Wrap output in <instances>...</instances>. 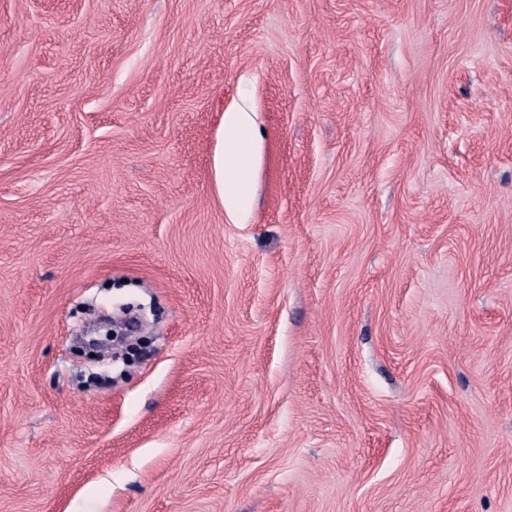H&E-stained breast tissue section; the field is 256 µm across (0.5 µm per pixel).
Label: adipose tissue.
Instances as JSON below:
<instances>
[{
	"label": "adipose tissue",
	"instance_id": "ef3b65f1",
	"mask_svg": "<svg viewBox=\"0 0 512 512\" xmlns=\"http://www.w3.org/2000/svg\"><path fill=\"white\" fill-rule=\"evenodd\" d=\"M255 123L250 112L229 109L224 113V142L215 158V169L224 207L243 213L250 207L246 185L251 173Z\"/></svg>",
	"mask_w": 512,
	"mask_h": 512
}]
</instances>
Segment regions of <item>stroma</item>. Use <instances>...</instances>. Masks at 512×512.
Returning <instances> with one entry per match:
<instances>
[{"mask_svg":"<svg viewBox=\"0 0 512 512\" xmlns=\"http://www.w3.org/2000/svg\"><path fill=\"white\" fill-rule=\"evenodd\" d=\"M0 512H512V0H0ZM255 123L251 112L228 109L224 113V143L215 158V169L224 208L231 214L246 212L250 196L246 185L251 173Z\"/></svg>","mask_w":512,"mask_h":512,"instance_id":"obj_1","label":"stroma"}]
</instances>
